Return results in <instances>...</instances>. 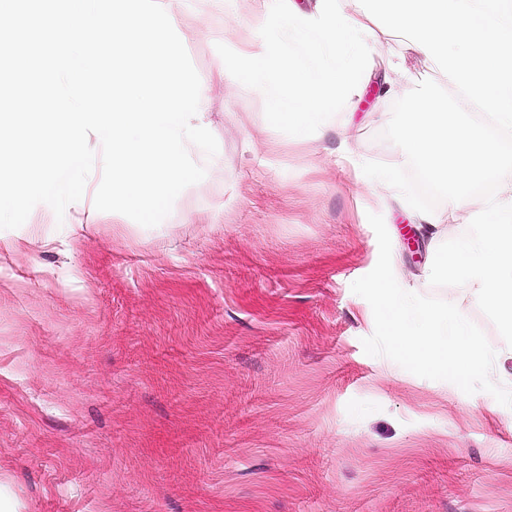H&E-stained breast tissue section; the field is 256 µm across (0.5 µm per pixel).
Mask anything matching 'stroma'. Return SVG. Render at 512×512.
I'll use <instances>...</instances> for the list:
<instances>
[{"instance_id": "1", "label": "stroma", "mask_w": 512, "mask_h": 512, "mask_svg": "<svg viewBox=\"0 0 512 512\" xmlns=\"http://www.w3.org/2000/svg\"><path fill=\"white\" fill-rule=\"evenodd\" d=\"M208 88L224 166L146 228L37 205L0 230V512H512V409L365 354L382 215L401 287L454 303L506 344L473 286L429 283V225L337 156L406 166L382 139L397 97L447 77L366 22L363 90L316 136L274 129L263 96L213 78L260 0H161ZM395 92H387L388 84ZM52 244L32 266L13 244Z\"/></svg>"}]
</instances>
